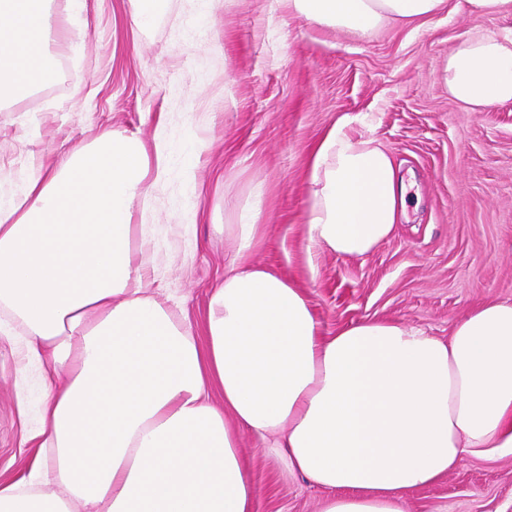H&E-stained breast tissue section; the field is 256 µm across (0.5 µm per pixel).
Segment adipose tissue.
<instances>
[{
    "mask_svg": "<svg viewBox=\"0 0 512 512\" xmlns=\"http://www.w3.org/2000/svg\"><path fill=\"white\" fill-rule=\"evenodd\" d=\"M447 0H289L306 20L367 36ZM0 0V105L60 75L86 0ZM450 97L512 101V36L477 34L445 66ZM163 144L95 134L0 202V304L45 363L40 447L68 498L0 483V512H254L240 438L270 440L288 473L326 492L320 512H406L465 457L512 455V303L459 318L447 339L389 320L334 331L306 288L250 262L259 203L234 225L241 267L211 293L204 341L158 300L135 204ZM306 248L360 258L407 213L388 150L338 121L310 166ZM223 402L213 405L212 394Z\"/></svg>",
    "mask_w": 512,
    "mask_h": 512,
    "instance_id": "adipose-tissue-1",
    "label": "adipose tissue"
}]
</instances>
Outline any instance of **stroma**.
Listing matches in <instances>:
<instances>
[{
  "mask_svg": "<svg viewBox=\"0 0 512 512\" xmlns=\"http://www.w3.org/2000/svg\"><path fill=\"white\" fill-rule=\"evenodd\" d=\"M512 32V15L471 16L465 0L422 27L353 38L308 22L288 0H160L151 23L129 0H86L61 75L0 110V197L18 195L96 131L163 142L165 176L137 209L150 226L162 298L202 336L209 295L236 255L230 229L254 193L262 234L253 261L308 289L332 330L393 320L447 338L463 314L512 302V102L474 112L448 95L449 52L476 33ZM343 117L394 157L419 206L362 258L305 249L312 151ZM26 330L0 340V482H44L29 439L44 397ZM240 448L259 486L255 512H319L324 491L281 472L265 444ZM407 512H512V455L466 457L412 492Z\"/></svg>",
  "mask_w": 512,
  "mask_h": 512,
  "instance_id": "1",
  "label": "stroma"
}]
</instances>
